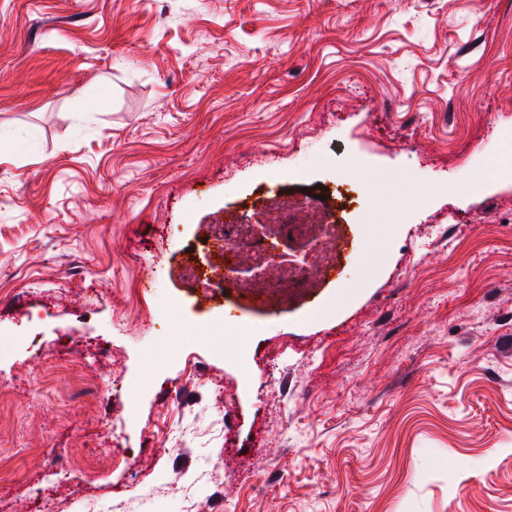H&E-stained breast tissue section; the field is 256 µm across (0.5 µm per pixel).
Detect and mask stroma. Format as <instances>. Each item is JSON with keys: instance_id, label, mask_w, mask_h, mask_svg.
I'll return each instance as SVG.
<instances>
[{"instance_id": "35a3bbf8", "label": "stroma", "mask_w": 512, "mask_h": 512, "mask_svg": "<svg viewBox=\"0 0 512 512\" xmlns=\"http://www.w3.org/2000/svg\"><path fill=\"white\" fill-rule=\"evenodd\" d=\"M505 166L512 0H0V512H512ZM339 184L334 270L194 280ZM324 204L321 199H315L306 196L302 201L291 205L288 201H275L271 205V210L276 214L271 215L270 219L264 224H241L238 231L232 236H224V226L218 233V238L223 241L224 253L230 258L226 265L228 273L235 272L237 264L231 261L232 257H239L242 254L251 256V270L258 284L266 281V267L268 262L266 254H272L279 251L280 236L274 228H282L284 224H290L291 218L296 211L305 208L321 209ZM259 241V246L255 249L254 241ZM261 245V246H260ZM263 247V248H262Z\"/></svg>"}]
</instances>
